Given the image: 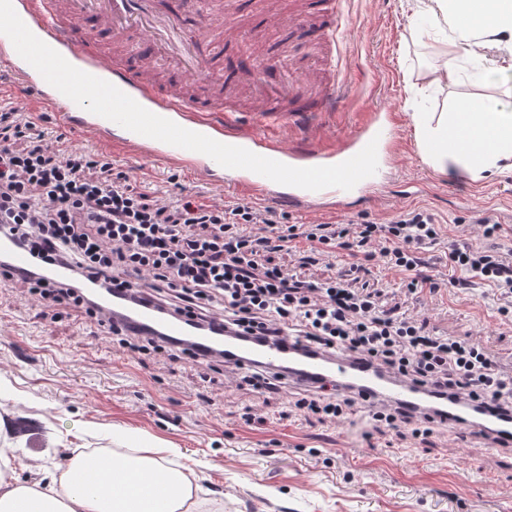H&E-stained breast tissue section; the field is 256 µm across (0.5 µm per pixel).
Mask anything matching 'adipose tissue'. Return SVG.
Segmentation results:
<instances>
[{"label": "adipose tissue", "mask_w": 512, "mask_h": 512, "mask_svg": "<svg viewBox=\"0 0 512 512\" xmlns=\"http://www.w3.org/2000/svg\"><path fill=\"white\" fill-rule=\"evenodd\" d=\"M418 14L447 24L452 48L444 73L473 55L478 38L512 35V0H418ZM419 146L436 171L459 169L472 179L512 170V109L459 99L451 112L414 115ZM189 473L158 459L107 449L71 457L61 474L17 482L0 468V512H222L203 506Z\"/></svg>", "instance_id": "1"}]
</instances>
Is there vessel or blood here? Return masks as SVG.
Here are the masks:
<instances>
[{
    "label": "vessel or blood",
    "instance_id": "vessel-or-blood-1",
    "mask_svg": "<svg viewBox=\"0 0 512 512\" xmlns=\"http://www.w3.org/2000/svg\"><path fill=\"white\" fill-rule=\"evenodd\" d=\"M29 30L59 52L76 68L106 80L152 113L221 143L239 146L293 167L335 165L359 153L370 140L386 145L392 128L380 114L357 126L333 149L311 141L302 146L283 142V130L299 125L316 127L322 113L336 109L345 90L326 84L310 102L291 104V78L279 64L277 45L268 43L258 27L237 33L235 49L223 41L224 11L241 9L244 0H12ZM344 0H316L324 22L313 28L301 20L277 19L284 34L300 33L330 49L321 66L336 71L340 45L347 30ZM92 42H85V35ZM148 42L132 61L122 63L99 52L96 42L126 44ZM164 63L176 77L202 78V88L190 85L159 89L150 71ZM0 67L9 70L22 87L30 89L40 104L69 127L91 134L98 142L122 147L156 161L187 169L194 179L227 189L250 192L292 209L322 206L345 209L356 200L372 196L378 187L368 177L351 190L326 188L308 191L285 186L244 169H228L205 154L173 146L129 131L93 114L48 84L22 59L11 40L0 35ZM245 88L252 94L251 112L241 113L233 104L217 105L211 87ZM0 264L14 274L36 267V257L8 231L0 230ZM102 318L112 319L132 336H156L170 345L189 349L197 359L225 357L242 369L265 368L283 373L289 384L324 385L345 394H363L417 412L431 398L426 390L412 388L384 371L359 363L348 352L305 356L295 338L287 336L263 344L224 335L220 325L199 329L185 320L161 312L154 304L133 301L120 291H92Z\"/></svg>",
    "mask_w": 512,
    "mask_h": 512
}]
</instances>
